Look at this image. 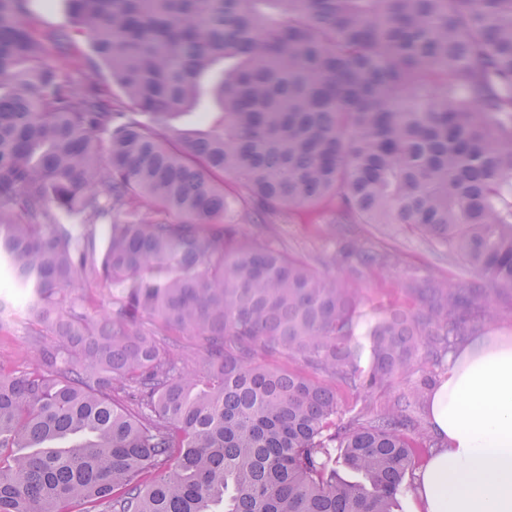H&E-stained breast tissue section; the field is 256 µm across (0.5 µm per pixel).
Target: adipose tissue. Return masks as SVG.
Masks as SVG:
<instances>
[{
    "instance_id": "obj_1",
    "label": "adipose tissue",
    "mask_w": 512,
    "mask_h": 512,
    "mask_svg": "<svg viewBox=\"0 0 512 512\" xmlns=\"http://www.w3.org/2000/svg\"><path fill=\"white\" fill-rule=\"evenodd\" d=\"M429 404L439 447L419 473L422 512H512V334L453 352Z\"/></svg>"
}]
</instances>
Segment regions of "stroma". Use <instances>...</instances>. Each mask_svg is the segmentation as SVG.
<instances>
[{"instance_id": "stroma-1", "label": "stroma", "mask_w": 512, "mask_h": 512, "mask_svg": "<svg viewBox=\"0 0 512 512\" xmlns=\"http://www.w3.org/2000/svg\"><path fill=\"white\" fill-rule=\"evenodd\" d=\"M245 229L249 234L270 240L299 260L322 267L324 272L343 282L348 275L338 256L350 240L359 238L365 245L396 252L400 258L397 267L365 270L356 283L369 309L408 303L405 282L431 270L447 278L452 286L481 288L485 285L480 274L431 245L418 232L399 224H340L328 203L313 209L286 208L262 219L252 218L246 221ZM421 379L418 373L403 375L366 393L336 387L339 414L346 417L363 407L379 411L399 395L411 393Z\"/></svg>"}]
</instances>
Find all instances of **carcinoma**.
<instances>
[{
    "label": "carcinoma",
    "instance_id": "carcinoma-1",
    "mask_svg": "<svg viewBox=\"0 0 512 512\" xmlns=\"http://www.w3.org/2000/svg\"><path fill=\"white\" fill-rule=\"evenodd\" d=\"M64 5L121 96L74 87L32 0H0V265L29 294L0 298V331L33 356L0 359V512H395L434 445L418 393L341 422L332 389L255 357L371 389L512 298V0ZM206 93L218 111L188 134L175 120ZM325 201L419 230L490 292L414 278L412 306L369 316L235 224ZM346 257L354 279L393 261ZM89 270L113 292H87Z\"/></svg>",
    "mask_w": 512,
    "mask_h": 512
}]
</instances>
